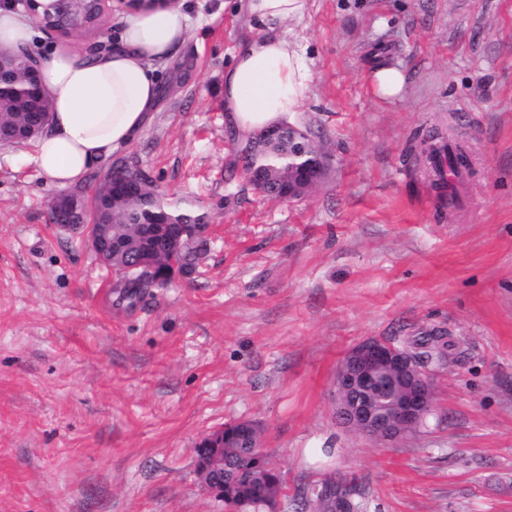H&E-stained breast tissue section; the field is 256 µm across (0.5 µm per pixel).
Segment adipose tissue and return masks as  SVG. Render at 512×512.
Instances as JSON below:
<instances>
[{"label":"adipose tissue","mask_w":512,"mask_h":512,"mask_svg":"<svg viewBox=\"0 0 512 512\" xmlns=\"http://www.w3.org/2000/svg\"><path fill=\"white\" fill-rule=\"evenodd\" d=\"M306 0H239L255 36L224 70V112L242 137L293 120L309 97L304 50L281 34ZM189 37L181 5L140 10L121 28L118 46L94 56L49 48L44 81L52 119L34 142L33 160L56 187L78 184L150 122L161 94L157 67Z\"/></svg>","instance_id":"adipose-tissue-1"}]
</instances>
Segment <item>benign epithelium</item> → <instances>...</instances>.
I'll return each instance as SVG.
<instances>
[{
    "mask_svg": "<svg viewBox=\"0 0 512 512\" xmlns=\"http://www.w3.org/2000/svg\"><path fill=\"white\" fill-rule=\"evenodd\" d=\"M45 2L48 10L61 16L72 14L84 0H4L6 4L28 8L30 3ZM25 70L33 83L43 84L42 62L28 52L11 55L0 53V67ZM294 153L288 156V179L277 184L270 193L274 199H301L323 178L328 156L308 136L296 140ZM112 193L127 199L144 194V177H130L125 167L115 165L111 171ZM83 200L62 193L53 203L59 229L82 236L99 260L112 265V256L132 248L126 242L112 245V237L103 224H74L65 219L69 213L82 210ZM385 377L394 386L387 411L378 409L373 394L366 390L367 382ZM336 418L341 425L373 442L396 443L404 440L434 409L433 383L426 362L406 346H395L369 339L353 346L336 371ZM235 438L222 427L209 434L200 444L197 454V475L205 490L224 497V449L234 447Z\"/></svg>",
    "mask_w": 512,
    "mask_h": 512,
    "instance_id": "benign-epithelium-1",
    "label": "benign epithelium"
}]
</instances>
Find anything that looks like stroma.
I'll return each mask as SVG.
<instances>
[{
  "label": "stroma",
  "mask_w": 512,
  "mask_h": 512,
  "mask_svg": "<svg viewBox=\"0 0 512 512\" xmlns=\"http://www.w3.org/2000/svg\"><path fill=\"white\" fill-rule=\"evenodd\" d=\"M173 91L115 157L208 251L131 309L114 270L50 224L32 144L0 145V512H226L196 472L225 424L261 430L279 512L354 482L368 512H512V0H307L283 32L312 72L298 116L328 154L300 200L256 194L224 119V68L253 36L224 0H184ZM402 96L372 89L379 61ZM447 130L471 166L435 188L410 148ZM436 331L435 410L402 442L343 428L344 354Z\"/></svg>",
  "instance_id": "35a3bbf8"
}]
</instances>
